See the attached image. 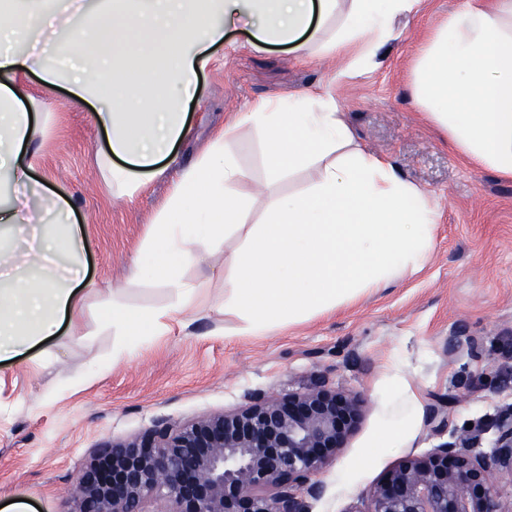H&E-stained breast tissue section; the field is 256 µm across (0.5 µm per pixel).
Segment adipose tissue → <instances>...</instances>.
Wrapping results in <instances>:
<instances>
[{"instance_id": "obj_1", "label": "adipose tissue", "mask_w": 512, "mask_h": 512, "mask_svg": "<svg viewBox=\"0 0 512 512\" xmlns=\"http://www.w3.org/2000/svg\"><path fill=\"white\" fill-rule=\"evenodd\" d=\"M420 0H0V174L28 187L36 144L49 114L18 81L37 75L46 89L66 86L73 102H98L107 135L96 154L118 198L134 197L162 175V160L188 132L186 104L199 71L228 29L249 17L253 47L280 45L298 55L334 56L360 45L356 67L395 38L392 21ZM413 96L425 120L465 164L512 178V0H463L416 54ZM255 130L266 179L261 221L240 187L250 174L232 148L234 129ZM313 179L295 193L277 186L297 170ZM75 202L44 196L0 207V361L25 355L59 335L77 308L85 231L72 222ZM439 213L427 194L391 161L366 151L334 98L260 100L211 139L184 167L155 215L141 251L154 280L174 295L161 308L105 306L103 327L142 343L199 317L198 287L187 266L223 258L224 311L243 336H263L355 303L428 262ZM378 448L407 447L421 414L411 381L390 361L380 392Z\"/></svg>"}]
</instances>
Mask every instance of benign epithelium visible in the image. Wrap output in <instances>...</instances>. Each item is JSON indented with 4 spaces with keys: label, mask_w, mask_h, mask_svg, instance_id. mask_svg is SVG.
<instances>
[{
    "label": "benign epithelium",
    "mask_w": 512,
    "mask_h": 512,
    "mask_svg": "<svg viewBox=\"0 0 512 512\" xmlns=\"http://www.w3.org/2000/svg\"><path fill=\"white\" fill-rule=\"evenodd\" d=\"M233 412L159 418L143 434L106 441L70 490L71 512H310L317 475L335 460L362 413L359 397L317 376L303 391L246 395ZM491 449L479 451L486 434ZM512 472V405L407 457L358 512H512L498 475Z\"/></svg>",
    "instance_id": "benign-epithelium-1"
}]
</instances>
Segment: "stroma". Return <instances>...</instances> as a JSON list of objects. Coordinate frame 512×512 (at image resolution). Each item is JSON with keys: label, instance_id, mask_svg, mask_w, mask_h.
<instances>
[{"label": "stroma", "instance_id": "obj_1", "mask_svg": "<svg viewBox=\"0 0 512 512\" xmlns=\"http://www.w3.org/2000/svg\"><path fill=\"white\" fill-rule=\"evenodd\" d=\"M460 3L424 0L419 12L395 20L399 36L377 50L373 65L341 81L321 57L256 50L246 32H236L200 75L175 162L129 200L112 197L96 168L94 155L106 138L93 107L25 76L51 114L34 176L78 203L75 216L87 230V286L62 335L42 342L35 356L0 363V505L21 499L26 512H69V489L99 444L141 434L160 417L186 421L234 410L249 391H301L322 375L356 393L364 411L323 474L325 490L311 512H355L402 459L439 444L428 422L436 399L449 401L451 430L512 404V383L491 379L500 367H512V179L461 162L424 121L412 94L418 49ZM310 91L337 98L359 142L387 156L439 209L427 267L329 317L240 336L234 318L208 312L189 330L172 329L113 361L124 341L101 326L103 305L115 298L143 309L173 300L152 280L127 277L181 165L196 159L231 115L264 98ZM234 148L252 174L242 190L255 192L265 178L261 145L242 129ZM460 327L476 348L447 354L448 338ZM395 357L416 387L423 422L409 447L373 449L375 389Z\"/></svg>", "mask_w": 512, "mask_h": 512}]
</instances>
